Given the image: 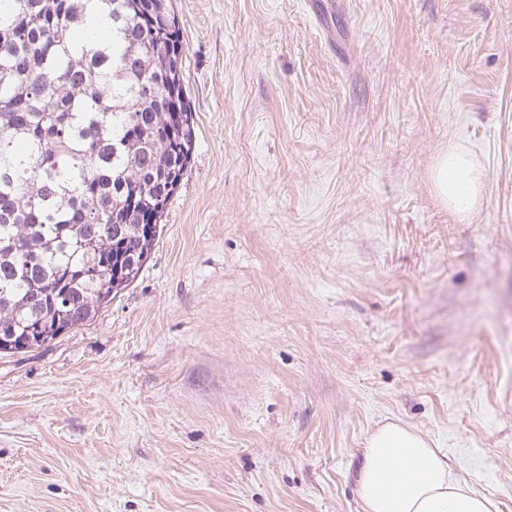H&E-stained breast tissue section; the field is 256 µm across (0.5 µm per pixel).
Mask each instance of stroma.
Instances as JSON below:
<instances>
[{"label": "stroma", "mask_w": 512, "mask_h": 512, "mask_svg": "<svg viewBox=\"0 0 512 512\" xmlns=\"http://www.w3.org/2000/svg\"><path fill=\"white\" fill-rule=\"evenodd\" d=\"M172 8L190 163L136 281L0 356V512H363L391 418L512 512V0ZM482 175L469 152L451 145L440 154L432 171L437 195L462 219L476 208L482 193Z\"/></svg>", "instance_id": "35a3bbf8"}]
</instances>
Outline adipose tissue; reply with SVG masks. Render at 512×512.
I'll list each match as a JSON object with an SVG mask.
<instances>
[{"label": "adipose tissue", "mask_w": 512, "mask_h": 512, "mask_svg": "<svg viewBox=\"0 0 512 512\" xmlns=\"http://www.w3.org/2000/svg\"><path fill=\"white\" fill-rule=\"evenodd\" d=\"M432 181L443 203L471 215L482 175L469 152L449 146ZM356 487L364 512H496L490 498L460 482L444 449L398 421L380 423L364 438Z\"/></svg>", "instance_id": "1"}]
</instances>
